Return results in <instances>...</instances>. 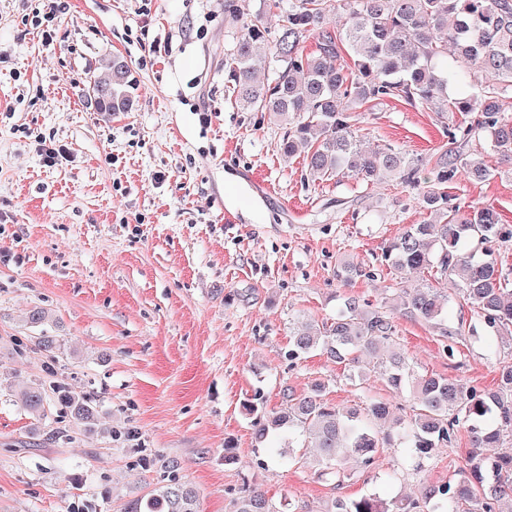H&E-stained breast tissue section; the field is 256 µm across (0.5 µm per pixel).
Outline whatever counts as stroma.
Returning a JSON list of instances; mask_svg holds the SVG:
<instances>
[{
  "instance_id": "1",
  "label": "stroma",
  "mask_w": 512,
  "mask_h": 512,
  "mask_svg": "<svg viewBox=\"0 0 512 512\" xmlns=\"http://www.w3.org/2000/svg\"><path fill=\"white\" fill-rule=\"evenodd\" d=\"M225 33L224 0H0V512H71L78 501L125 512L163 479L164 460L202 512H231L247 486L278 512H329L370 491L420 495L465 462L462 428L430 459L389 448L340 485L258 449L250 399L269 413L283 391L322 381L342 408H410L379 374L352 385L322 352L289 362L288 322L330 319L349 295L395 305L382 248L425 214L405 185L315 181L301 158L283 160V127L230 99ZM115 55L129 64L135 106L100 112L89 81ZM462 119L385 98L359 109L356 125L364 147L427 158ZM46 148L65 156L47 165ZM488 162V180L457 173L448 194L493 205L512 225V168ZM345 258L375 278L340 282ZM440 290L449 327L467 334L459 353L405 317L400 348L419 371L496 391L512 346L481 330L452 283ZM36 306L66 348L56 381L97 396L94 432L56 411L36 424L8 391L46 377L24 322ZM53 428L62 437L49 438ZM144 455L156 466L139 465Z\"/></svg>"
}]
</instances>
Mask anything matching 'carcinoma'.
Returning <instances> with one entry per match:
<instances>
[{
	"mask_svg": "<svg viewBox=\"0 0 512 512\" xmlns=\"http://www.w3.org/2000/svg\"><path fill=\"white\" fill-rule=\"evenodd\" d=\"M265 13L278 18L268 28L262 18L244 17L238 0H224V19L232 40L224 48V71L234 103L261 112L285 126L279 151L288 160L303 155L315 180L352 178L364 183L398 181L416 191L428 213L390 239L383 260L402 288L400 313L420 320L449 341L455 354L459 330L448 329V310L438 289L412 283L414 274L451 278L476 309L484 327L512 346V281L499 269L494 244L512 238L492 206L468 209L450 203L448 182L458 171L477 180L491 176L484 151L443 150L433 163L412 159L386 145L361 148L354 112L369 102L401 99L425 106L445 118L450 112L478 118L448 131L452 143L484 142L512 164V0H264ZM314 40L315 50L304 52ZM93 82L97 109L129 112L134 83L120 56L106 61ZM428 177L420 179L424 166ZM366 275L363 266L341 262L336 277L350 282ZM288 358L320 350L349 367L348 380L359 384L374 368L387 385L412 396V414H394L384 402L340 409L314 384L303 396L283 390L282 408L253 420L256 442L280 439L288 459L302 441L317 449L322 476L342 483L349 459L370 467L379 450L394 448L427 458L451 444L458 426L469 434L472 451L458 477L419 497L386 499L378 493L334 502V512H495L512 501V454L496 451L512 441V365L503 366L500 387L486 393L457 380L419 372L396 346V325L385 306L348 296L329 322L289 320ZM54 373L62 344L38 336ZM30 413L48 418L55 401L74 422L88 425L98 413L96 398L76 394L59 382L41 381L18 394ZM167 478L125 512H201L196 490L176 475L177 462L163 464ZM232 512H277L264 494L245 488Z\"/></svg>",
	"mask_w": 512,
	"mask_h": 512,
	"instance_id": "1",
	"label": "carcinoma"
}]
</instances>
